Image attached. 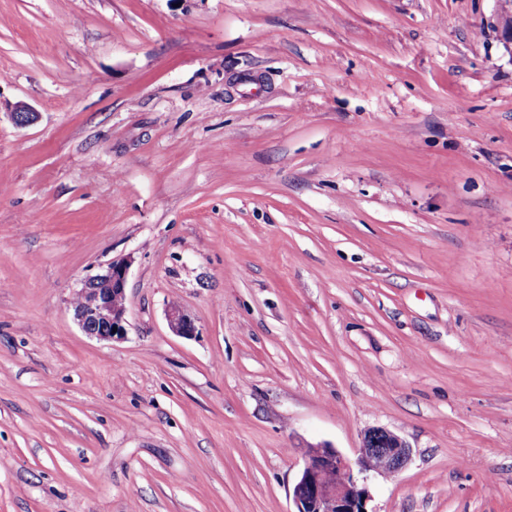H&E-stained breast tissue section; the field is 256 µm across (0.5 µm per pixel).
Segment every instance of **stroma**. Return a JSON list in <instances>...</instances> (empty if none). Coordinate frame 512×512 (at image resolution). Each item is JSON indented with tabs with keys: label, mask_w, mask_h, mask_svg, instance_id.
I'll list each match as a JSON object with an SVG mask.
<instances>
[{
	"label": "stroma",
	"mask_w": 512,
	"mask_h": 512,
	"mask_svg": "<svg viewBox=\"0 0 512 512\" xmlns=\"http://www.w3.org/2000/svg\"><path fill=\"white\" fill-rule=\"evenodd\" d=\"M498 9L0 0V512H293L372 427L367 512H512ZM121 259L104 342L69 302ZM167 320L174 335L185 338L197 336L193 321L180 306H168ZM410 458L407 442L381 427L364 432L355 461L332 448H308L304 469L293 488V512H367L368 474L394 476Z\"/></svg>",
	"instance_id": "obj_1"
}]
</instances>
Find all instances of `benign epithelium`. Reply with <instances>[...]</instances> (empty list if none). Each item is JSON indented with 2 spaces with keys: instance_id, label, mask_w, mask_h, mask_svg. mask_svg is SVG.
I'll return each mask as SVG.
<instances>
[{
  "instance_id": "7a95c632",
  "label": "benign epithelium",
  "mask_w": 512,
  "mask_h": 512,
  "mask_svg": "<svg viewBox=\"0 0 512 512\" xmlns=\"http://www.w3.org/2000/svg\"><path fill=\"white\" fill-rule=\"evenodd\" d=\"M503 39L512 43V0H500ZM129 263L113 262L84 281L71 307L84 334L100 341L126 335V283ZM176 336L192 337L196 328L178 305L167 309ZM411 458V448L396 433L381 427L364 432L358 457L352 461L332 448L312 447L306 452L301 476L293 488L294 512H367L366 486L371 472L393 476Z\"/></svg>"
}]
</instances>
